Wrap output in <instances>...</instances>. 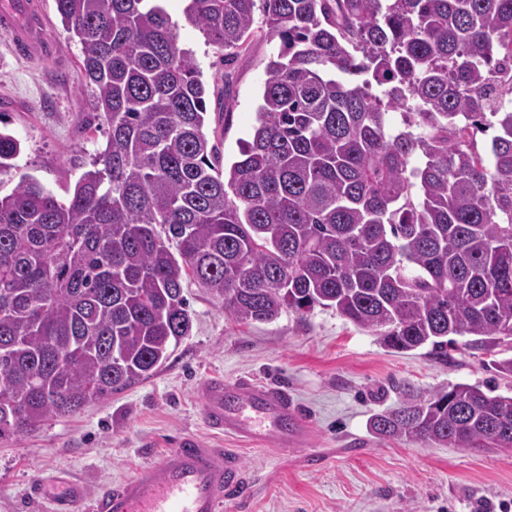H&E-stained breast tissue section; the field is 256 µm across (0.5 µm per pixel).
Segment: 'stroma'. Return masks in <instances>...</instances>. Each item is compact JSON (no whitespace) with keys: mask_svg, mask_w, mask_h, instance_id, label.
Segmentation results:
<instances>
[{"mask_svg":"<svg viewBox=\"0 0 512 512\" xmlns=\"http://www.w3.org/2000/svg\"><path fill=\"white\" fill-rule=\"evenodd\" d=\"M32 3L46 20L47 58L19 55L0 31V130L21 142L0 191L10 192L29 174L63 201L107 138L93 119L92 92L79 77L80 49L54 0ZM163 6L178 21L179 40L193 51L208 88L206 131L224 162H232L256 123L266 65L279 42L257 25L247 47L226 66L202 33L184 23L185 0H164ZM227 82L232 103L223 116L218 97ZM184 295L191 332L153 377L47 420L32 436L0 439V512H55L64 489L35 495L31 488L58 470L92 493L159 460L181 437L219 443L202 418V387L214 376L247 373L287 383L311 421L312 436L300 448L243 447L250 498L225 504L223 512H503L512 506L511 451L382 439L369 429L371 416L395 405L406 388L425 396L468 384L511 396L512 378L492 370L489 355L460 343L444 356L427 346L397 351L319 306L243 325L196 282H185ZM220 443L233 445L229 439ZM318 453L324 464L308 469L306 459Z\"/></svg>","mask_w":512,"mask_h":512,"instance_id":"35a3bbf8","label":"stroma"}]
</instances>
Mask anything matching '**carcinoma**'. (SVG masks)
<instances>
[{
  "instance_id": "cac0c4a2",
  "label": "carcinoma",
  "mask_w": 512,
  "mask_h": 512,
  "mask_svg": "<svg viewBox=\"0 0 512 512\" xmlns=\"http://www.w3.org/2000/svg\"><path fill=\"white\" fill-rule=\"evenodd\" d=\"M162 2L55 0L107 141L66 201L33 176L0 194V438L151 378L191 330L188 279L246 325L323 306L400 351L507 342L512 0H188L224 63L257 10L280 41L225 168ZM20 152L0 132V177ZM369 426L512 448V395L405 392Z\"/></svg>"
}]
</instances>
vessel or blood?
Returning <instances> with one entry per match:
<instances>
[{
    "mask_svg": "<svg viewBox=\"0 0 512 512\" xmlns=\"http://www.w3.org/2000/svg\"><path fill=\"white\" fill-rule=\"evenodd\" d=\"M43 19L28 0H12L0 13V27L11 31L23 52L41 50ZM203 418L218 436H233L260 447L304 444L310 432L306 415L287 384L254 376L210 378L204 387ZM249 483L242 458L234 448H205L182 438L155 463L139 467L123 482L87 497L81 483L57 501L58 512H222L225 502L244 499Z\"/></svg>",
    "mask_w": 512,
    "mask_h": 512,
    "instance_id": "vessel-or-blood-1",
    "label": "vessel or blood"
}]
</instances>
